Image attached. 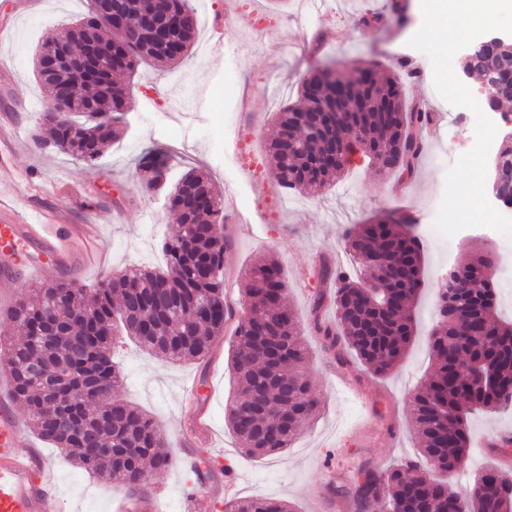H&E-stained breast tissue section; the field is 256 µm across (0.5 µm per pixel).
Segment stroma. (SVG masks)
<instances>
[{
    "label": "stroma",
    "instance_id": "1",
    "mask_svg": "<svg viewBox=\"0 0 512 512\" xmlns=\"http://www.w3.org/2000/svg\"><path fill=\"white\" fill-rule=\"evenodd\" d=\"M391 0H328L318 11L303 0L274 7L271 0H237L239 17L227 20L222 40H214L205 22H198L197 41L178 67L140 66L131 77L129 127L113 143L97 167L88 168L64 155L34 147L31 134L46 98L32 74L33 50L45 36L86 10L85 0H0V28L17 35L0 45V113H12L21 142L16 166L45 185L20 205L40 212L61 210L73 223L96 216L108 251L106 273L142 265L141 249L154 254L153 269L164 267L162 241L174 216L164 192L141 186L138 157L151 154L167 163L168 184L187 170L208 174L225 200H248L265 217L246 234L224 227L232 260L224 295L234 308L244 301V273L254 260L278 259L288 281L287 303L296 314L309 348L306 372L321 400L317 415L291 448L266 458L241 454L225 410L234 385L228 363L230 335H223L202 361L171 364L142 351L126 336L116 339L115 358L124 381L115 397L137 406L159 424L166 452L176 453L187 424L182 400L191 381L201 387L197 406L208 419V437L195 451L219 450L238 467L237 496L288 500L295 512H355L348 501L329 496L327 487L346 482L361 466L385 469L418 457L410 433L412 396L431 363L429 337L433 326L436 268L444 256L453 264L468 262L476 246L490 247L499 264L512 266V239L474 233L454 240L450 253L433 241L425 243V285L416 303L418 329L405 359L390 373L377 375L352 363L340 366L314 329L315 321H333L334 307L312 310L320 289L321 259L337 260L344 228L386 212L406 223H427L435 200L445 187L466 138L465 127L448 128V104L436 92L428 56L410 47L423 16L421 0H400L405 25L394 23ZM409 56L420 74L405 79L407 101L430 109L434 122L422 132L425 149L414 178L395 191L393 180L354 154L343 176L314 197L279 193L254 196L240 164L231 160L232 143L246 140L252 153L265 151L279 126L276 114L297 104L300 80L311 68L333 62L386 71ZM470 457L478 466L512 469V456L496 446L499 434L512 432V413L486 412L471 420ZM66 512H111L121 488L78 468L53 451Z\"/></svg>",
    "mask_w": 512,
    "mask_h": 512
}]
</instances>
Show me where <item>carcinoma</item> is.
I'll return each instance as SVG.
<instances>
[{
	"label": "carcinoma",
	"mask_w": 512,
	"mask_h": 512,
	"mask_svg": "<svg viewBox=\"0 0 512 512\" xmlns=\"http://www.w3.org/2000/svg\"><path fill=\"white\" fill-rule=\"evenodd\" d=\"M98 0L72 25L48 34L41 46L61 42L72 55L91 44L105 50L92 61L85 79L62 90L38 74L40 50L33 56V75L45 89L40 113L39 149L96 166L126 123L131 86L115 80L150 61L177 65L190 53L196 28L189 0H157L159 17L177 21L174 42L181 54L153 34L141 15L140 0H112L125 17L113 32L99 18ZM512 47L480 49L472 71L485 77L496 70L495 105L512 101ZM347 89L340 111L322 108L336 103V89ZM304 104L278 113L288 139L275 138L267 152L272 176L285 190L316 195L336 181L345 164L336 159V145L354 139L373 168L384 176L412 178L424 145L419 129L430 120L420 105H408L395 73L366 82L364 74L325 67L301 80ZM137 168L146 172L142 188L165 185V165L150 155ZM168 208L179 224L164 242L165 269L136 267L105 279L88 299L82 289L57 281L24 290L15 306L0 313V322L16 336L5 353V366L20 407L31 418L38 436L73 458L82 470L117 482L126 492L145 496L150 475L164 472L170 454L160 451L163 437L152 418L135 406L112 398L122 384L112 362L114 323L148 353L168 361L199 360L224 331L232 310L224 297V199L211 179L191 169L167 194ZM344 243L360 264L350 279L327 262L320 265L321 284L333 280L332 297L318 292L313 308L325 300L336 308V323L318 327L326 346L343 347L379 375L402 360L414 336L412 307L423 283L425 248L410 225L389 215L353 224ZM490 256L475 254L458 268L465 287L453 294L437 288L435 324L430 335L433 368L413 395L411 429L423 465L359 468L345 485L333 488L350 497L355 508L383 512H512V471L486 469L473 478L466 499L452 479L469 456L470 417L512 407V321L498 316ZM288 283L279 263L261 257L244 281L247 318H238L230 348L235 391L226 416L239 448L254 458L289 448L316 415L320 398L306 375L308 348L298 320L285 301ZM67 378L54 395L45 393L40 378ZM60 412L69 415L73 430L52 426ZM92 431L94 444L109 443L107 454L91 448L82 453L79 435ZM228 470L209 455L199 456L196 476ZM231 512H293L276 498L253 496L231 504Z\"/></svg>",
	"instance_id": "carcinoma-1"
}]
</instances>
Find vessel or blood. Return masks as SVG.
Wrapping results in <instances>:
<instances>
[{
  "label": "vessel or blood",
  "instance_id": "obj_1",
  "mask_svg": "<svg viewBox=\"0 0 512 512\" xmlns=\"http://www.w3.org/2000/svg\"><path fill=\"white\" fill-rule=\"evenodd\" d=\"M39 187L27 174L12 173L9 185L0 184V302L10 305L21 278H34L52 268L60 281L74 282L88 271L98 270L107 249L101 227L73 224L63 215L45 217L16 207L9 193L31 195ZM204 420L182 435L185 445L174 463L181 469L196 467L189 452ZM220 492L211 479H202L185 491L186 500L206 504L209 512H221ZM0 512H63L57 474L43 448L25 441L21 420L10 399L0 398Z\"/></svg>",
  "mask_w": 512,
  "mask_h": 512
}]
</instances>
